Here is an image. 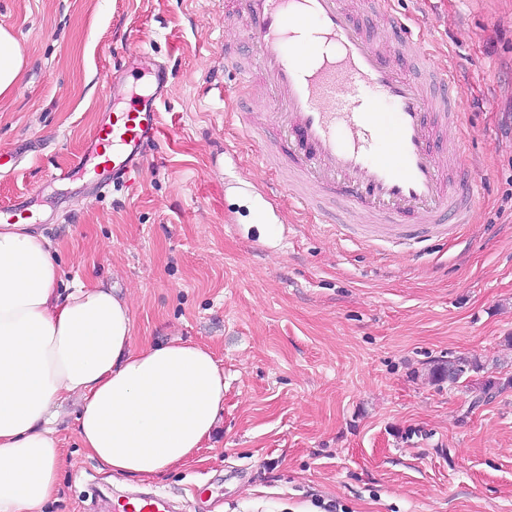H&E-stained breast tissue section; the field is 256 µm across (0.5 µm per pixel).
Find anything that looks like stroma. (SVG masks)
Returning <instances> with one entry per match:
<instances>
[{
    "label": "stroma",
    "mask_w": 512,
    "mask_h": 512,
    "mask_svg": "<svg viewBox=\"0 0 512 512\" xmlns=\"http://www.w3.org/2000/svg\"><path fill=\"white\" fill-rule=\"evenodd\" d=\"M388 2L456 75L454 135L480 162L473 224L425 249L334 235L337 200L320 215L263 197L288 178L271 162L277 103L224 65L251 51L231 0H0L24 57L0 106V203L29 201L63 281L128 296L133 346L194 343L224 371L210 439L146 483L110 481L64 403L46 512H112L142 490L178 512H512V387L474 408L427 376L460 355L512 376V0ZM157 63L161 133L135 181H50Z\"/></svg>",
    "instance_id": "obj_1"
}]
</instances>
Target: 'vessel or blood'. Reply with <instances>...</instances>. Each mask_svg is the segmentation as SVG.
Wrapping results in <instances>:
<instances>
[{
  "label": "vessel or blood",
  "mask_w": 512,
  "mask_h": 512,
  "mask_svg": "<svg viewBox=\"0 0 512 512\" xmlns=\"http://www.w3.org/2000/svg\"><path fill=\"white\" fill-rule=\"evenodd\" d=\"M254 49V69L281 106L274 121L290 147L283 162L298 179L341 198L349 210L386 225L391 239L431 243L470 223L477 186L448 180L467 170L465 146L449 128L460 119L451 72L430 65L422 40L401 21L368 31L346 0H237ZM418 71L405 73L406 53ZM158 68L150 87L132 92L122 112L104 108L90 151L111 156L99 186H118L138 171L160 133L157 101L167 84ZM117 512H167L161 496L120 503Z\"/></svg>",
  "instance_id": "1"
}]
</instances>
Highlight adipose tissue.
<instances>
[{
    "mask_svg": "<svg viewBox=\"0 0 512 512\" xmlns=\"http://www.w3.org/2000/svg\"><path fill=\"white\" fill-rule=\"evenodd\" d=\"M23 54L0 26V99ZM54 246L28 224H0V512H43L64 455L54 424L79 406L75 434L115 480L149 481L191 457L224 404L206 348L132 345L127 298L94 283L61 286Z\"/></svg>",
    "mask_w": 512,
    "mask_h": 512,
    "instance_id": "obj_1",
    "label": "adipose tissue"
}]
</instances>
